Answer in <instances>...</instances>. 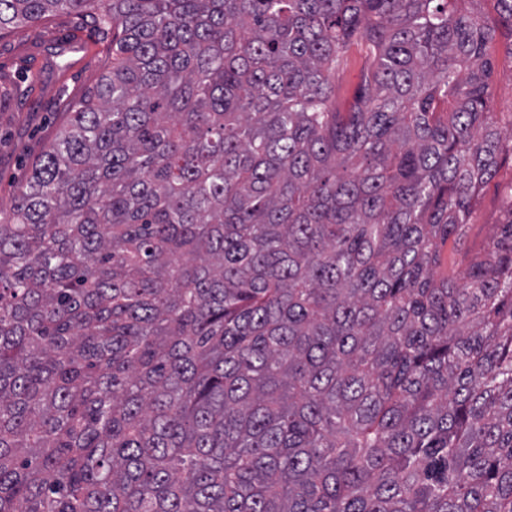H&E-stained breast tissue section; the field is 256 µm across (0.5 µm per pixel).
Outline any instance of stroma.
Instances as JSON below:
<instances>
[{
    "instance_id": "obj_1",
    "label": "stroma",
    "mask_w": 512,
    "mask_h": 512,
    "mask_svg": "<svg viewBox=\"0 0 512 512\" xmlns=\"http://www.w3.org/2000/svg\"><path fill=\"white\" fill-rule=\"evenodd\" d=\"M65 48V58L54 47ZM111 38L90 18L50 13L40 23L0 36V85L11 96L0 104V211H9L16 191L47 144L70 119V106L95 87L110 64ZM492 106L512 111V57L503 44L492 50ZM512 188V160L481 191L465 238L447 243L443 274L455 275L495 237L503 200Z\"/></svg>"
}]
</instances>
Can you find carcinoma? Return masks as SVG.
Here are the masks:
<instances>
[{"instance_id":"cac0c4a2","label":"carcinoma","mask_w":512,"mask_h":512,"mask_svg":"<svg viewBox=\"0 0 512 512\" xmlns=\"http://www.w3.org/2000/svg\"><path fill=\"white\" fill-rule=\"evenodd\" d=\"M465 2L0 0L112 32L0 217V512H512V201L436 274L512 159ZM363 65V59L356 52H353L347 61V65L343 67V73L339 75V78L336 76V83H341L345 90L352 93L360 82ZM512 184V160L507 159L497 176L480 192L467 234L460 243L450 240L444 248L442 273L448 278L474 255L482 253L498 231L503 214V200Z\"/></svg>"}]
</instances>
